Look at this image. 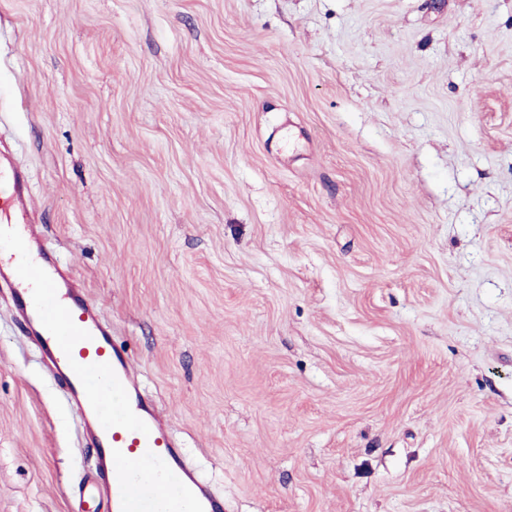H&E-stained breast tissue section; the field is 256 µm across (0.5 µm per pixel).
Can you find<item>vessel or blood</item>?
<instances>
[{"label": "vessel or blood", "instance_id": "1", "mask_svg": "<svg viewBox=\"0 0 512 512\" xmlns=\"http://www.w3.org/2000/svg\"><path fill=\"white\" fill-rule=\"evenodd\" d=\"M28 192L21 176L0 179L1 223L25 219ZM8 243L0 278L16 284V314L53 374L65 379L68 400L99 449L98 464L112 474L109 512H224L222 496L178 456L171 433L141 398L127 353L96 307L56 288L51 261L33 255L25 233L9 235Z\"/></svg>", "mask_w": 512, "mask_h": 512}]
</instances>
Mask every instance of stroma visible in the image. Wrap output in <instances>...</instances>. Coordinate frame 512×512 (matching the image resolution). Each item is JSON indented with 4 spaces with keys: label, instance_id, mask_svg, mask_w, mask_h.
I'll list each match as a JSON object with an SVG mask.
<instances>
[{
    "label": "stroma",
    "instance_id": "1",
    "mask_svg": "<svg viewBox=\"0 0 512 512\" xmlns=\"http://www.w3.org/2000/svg\"><path fill=\"white\" fill-rule=\"evenodd\" d=\"M224 512H512V0H0V155ZM0 282V512H106Z\"/></svg>",
    "mask_w": 512,
    "mask_h": 512
}]
</instances>
